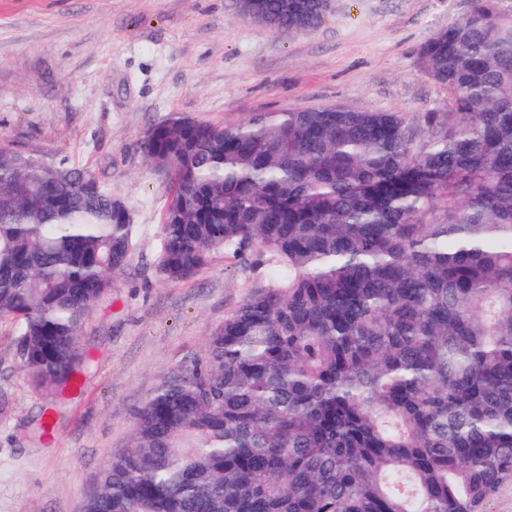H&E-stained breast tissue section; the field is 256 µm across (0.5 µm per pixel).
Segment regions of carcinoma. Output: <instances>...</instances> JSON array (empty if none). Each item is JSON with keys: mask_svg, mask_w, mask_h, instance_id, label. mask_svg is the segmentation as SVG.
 I'll use <instances>...</instances> for the list:
<instances>
[{"mask_svg": "<svg viewBox=\"0 0 512 512\" xmlns=\"http://www.w3.org/2000/svg\"><path fill=\"white\" fill-rule=\"evenodd\" d=\"M281 31L330 0H238ZM445 104L148 130L159 267L216 250L253 291L136 411L81 512H489L512 481V0L426 41ZM86 168L0 147V320L37 393L78 391L85 317L133 246Z\"/></svg>", "mask_w": 512, "mask_h": 512, "instance_id": "1", "label": "carcinoma"}]
</instances>
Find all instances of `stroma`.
Segmentation results:
<instances>
[{
  "instance_id": "1",
  "label": "stroma",
  "mask_w": 512,
  "mask_h": 512,
  "mask_svg": "<svg viewBox=\"0 0 512 512\" xmlns=\"http://www.w3.org/2000/svg\"><path fill=\"white\" fill-rule=\"evenodd\" d=\"M471 6L332 0L319 26L281 37L237 0H0V145L89 168L137 226L126 268L83 325L94 366L51 436L33 435L49 402L0 322V512H79L128 446L137 408L252 290L250 269L220 251L188 279L161 274L170 178L148 160L145 133L177 115L221 125L327 105L430 111L446 91L417 50Z\"/></svg>"
}]
</instances>
